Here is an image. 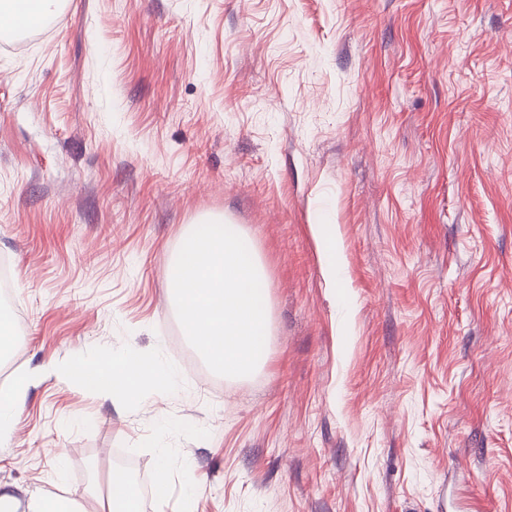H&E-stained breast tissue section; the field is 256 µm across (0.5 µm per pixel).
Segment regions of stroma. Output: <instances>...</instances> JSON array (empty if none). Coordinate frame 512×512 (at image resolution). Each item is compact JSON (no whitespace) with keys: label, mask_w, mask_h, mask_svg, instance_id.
<instances>
[{"label":"stroma","mask_w":512,"mask_h":512,"mask_svg":"<svg viewBox=\"0 0 512 512\" xmlns=\"http://www.w3.org/2000/svg\"><path fill=\"white\" fill-rule=\"evenodd\" d=\"M54 20L0 46V393L31 383L0 446L14 512H97L121 459L143 512H512V0H63ZM210 215L267 278L269 355L240 381L175 342L171 261ZM114 352L178 374L121 403L49 370ZM30 512H84L81 504L75 500L62 496L41 495L32 499Z\"/></svg>","instance_id":"35a3bbf8"}]
</instances>
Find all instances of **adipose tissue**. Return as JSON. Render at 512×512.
I'll return each instance as SVG.
<instances>
[{
    "label": "adipose tissue",
    "mask_w": 512,
    "mask_h": 512,
    "mask_svg": "<svg viewBox=\"0 0 512 512\" xmlns=\"http://www.w3.org/2000/svg\"><path fill=\"white\" fill-rule=\"evenodd\" d=\"M57 373L107 399H135L147 386L174 378L169 363L129 353H115L94 361H69Z\"/></svg>",
    "instance_id": "ef3b65f1"
}]
</instances>
